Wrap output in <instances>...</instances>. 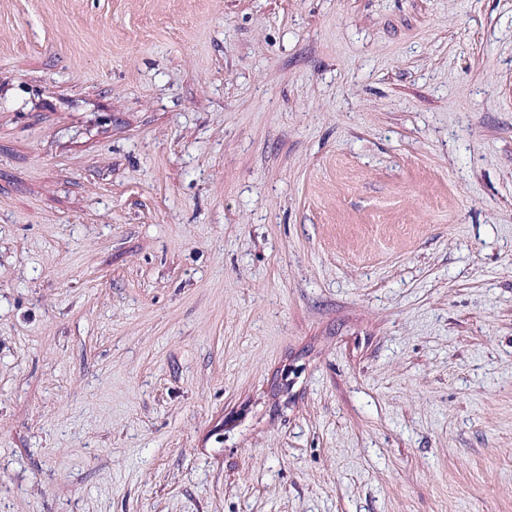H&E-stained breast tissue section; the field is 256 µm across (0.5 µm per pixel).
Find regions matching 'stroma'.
<instances>
[{
	"label": "stroma",
	"instance_id": "obj_1",
	"mask_svg": "<svg viewBox=\"0 0 512 512\" xmlns=\"http://www.w3.org/2000/svg\"><path fill=\"white\" fill-rule=\"evenodd\" d=\"M0 512H512V0H0Z\"/></svg>",
	"mask_w": 512,
	"mask_h": 512
}]
</instances>
